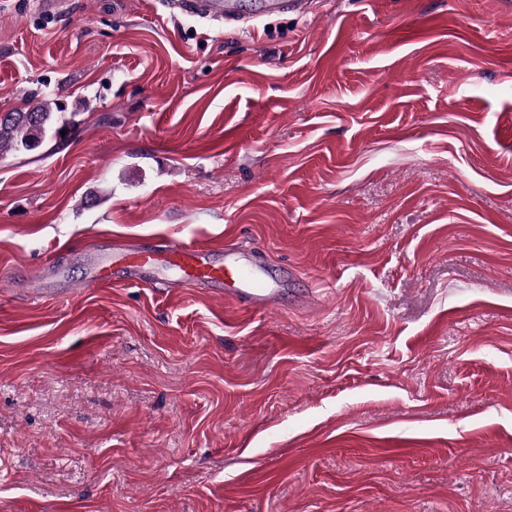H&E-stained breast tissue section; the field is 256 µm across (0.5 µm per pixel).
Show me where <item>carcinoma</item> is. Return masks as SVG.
I'll use <instances>...</instances> for the list:
<instances>
[{
    "label": "carcinoma",
    "instance_id": "1",
    "mask_svg": "<svg viewBox=\"0 0 512 512\" xmlns=\"http://www.w3.org/2000/svg\"><path fill=\"white\" fill-rule=\"evenodd\" d=\"M54 121L51 103L38 101L0 116V155L38 147Z\"/></svg>",
    "mask_w": 512,
    "mask_h": 512
}]
</instances>
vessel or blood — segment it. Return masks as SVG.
Here are the masks:
<instances>
[{"label": "vessel or blood", "instance_id": "1", "mask_svg": "<svg viewBox=\"0 0 512 512\" xmlns=\"http://www.w3.org/2000/svg\"><path fill=\"white\" fill-rule=\"evenodd\" d=\"M308 0H176L184 14L221 21L245 28L265 15L281 11H303ZM213 246L202 243H174L164 249H127L113 244L91 265L87 282L100 288L125 283L150 284L161 268L174 270L188 285L207 288L213 297L245 310L272 306L276 290L269 277L253 267L250 261L226 257L215 259Z\"/></svg>", "mask_w": 512, "mask_h": 512}]
</instances>
